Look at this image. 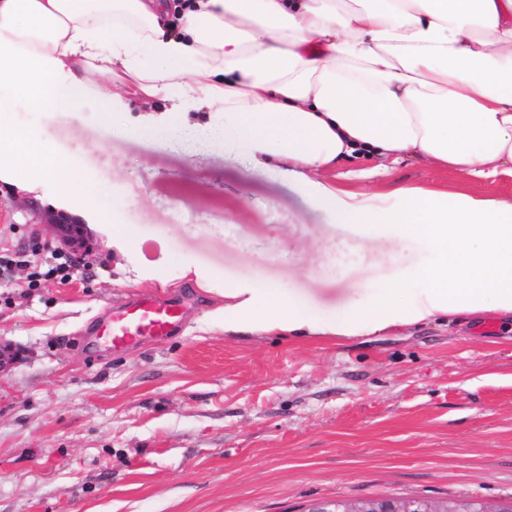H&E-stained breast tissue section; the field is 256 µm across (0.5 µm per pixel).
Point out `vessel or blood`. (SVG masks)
Masks as SVG:
<instances>
[{
    "label": "vessel or blood",
    "mask_w": 512,
    "mask_h": 512,
    "mask_svg": "<svg viewBox=\"0 0 512 512\" xmlns=\"http://www.w3.org/2000/svg\"><path fill=\"white\" fill-rule=\"evenodd\" d=\"M182 321L183 307L178 300L143 294L109 307L94 334L118 352L172 336L179 330Z\"/></svg>",
    "instance_id": "vessel-or-blood-1"
}]
</instances>
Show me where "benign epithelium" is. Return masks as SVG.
Returning a JSON list of instances; mask_svg holds the SVG:
<instances>
[{"label":"benign epithelium","mask_w":512,"mask_h":512,"mask_svg":"<svg viewBox=\"0 0 512 512\" xmlns=\"http://www.w3.org/2000/svg\"><path fill=\"white\" fill-rule=\"evenodd\" d=\"M308 512H512V504L489 508L479 500H444L429 502L421 499H353L321 501Z\"/></svg>","instance_id":"7a95c632"}]
</instances>
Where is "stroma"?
I'll use <instances>...</instances> for the list:
<instances>
[{
	"instance_id": "stroma-1",
	"label": "stroma",
	"mask_w": 512,
	"mask_h": 512,
	"mask_svg": "<svg viewBox=\"0 0 512 512\" xmlns=\"http://www.w3.org/2000/svg\"><path fill=\"white\" fill-rule=\"evenodd\" d=\"M12 127L30 128L96 173L102 206L144 242L152 276L106 244L96 209L43 182L0 177V254L60 246L52 219L85 224L99 262L29 287L43 260L0 276V512H306L340 497L512 502V331L496 313L360 338L291 341L206 323L223 300L183 266L229 284H272L332 317L357 287L419 265L418 240L340 262L354 241L310 187L275 168L186 155L111 128L100 112H46L0 85ZM321 181L354 193L403 187L512 197V177H474L421 158H348ZM174 297L183 330L121 352L92 346L108 305ZM492 323L488 334L478 333Z\"/></svg>"
}]
</instances>
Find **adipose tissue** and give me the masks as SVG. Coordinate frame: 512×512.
I'll return each instance as SVG.
<instances>
[{
	"label": "adipose tissue",
	"instance_id": "ef3b65f1",
	"mask_svg": "<svg viewBox=\"0 0 512 512\" xmlns=\"http://www.w3.org/2000/svg\"><path fill=\"white\" fill-rule=\"evenodd\" d=\"M51 112L121 94L190 105L133 131L186 154L220 153L303 182L350 156H421L512 176V0H0V82ZM103 111V110H102ZM0 158L94 199L92 169L59 164L30 130L0 126ZM315 199L365 251L418 238L424 261L349 298L333 318L249 283L220 292L213 324L295 339L374 336L438 317L512 318V199L401 188L396 203L324 182Z\"/></svg>",
	"mask_w": 512,
	"mask_h": 512
}]
</instances>
